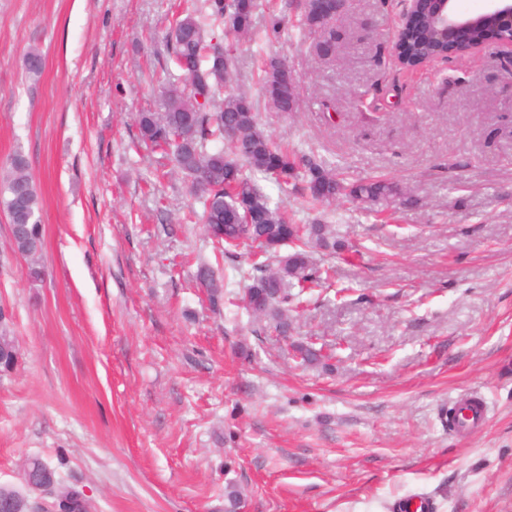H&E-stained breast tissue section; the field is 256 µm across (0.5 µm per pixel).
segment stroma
Masks as SVG:
<instances>
[{"label": "stroma", "instance_id": "stroma-1", "mask_svg": "<svg viewBox=\"0 0 512 512\" xmlns=\"http://www.w3.org/2000/svg\"><path fill=\"white\" fill-rule=\"evenodd\" d=\"M174 0H0V167L29 162L45 228L43 281L25 275L0 211V309L19 360L0 373V484L39 456L92 512H512V66L492 50L401 66L405 0H345L333 53L297 14L237 79L260 96L264 55L300 79L265 130L348 181L400 196L307 209L302 180L262 190L304 223L339 224L327 289L289 337L240 298L247 255L220 256L194 200L135 115L161 111ZM43 52L38 78L23 57ZM331 100L333 121L322 103ZM412 204H404L403 195ZM224 278L212 307L199 265ZM334 355L300 365L294 343ZM477 397L476 435L448 413Z\"/></svg>", "mask_w": 512, "mask_h": 512}]
</instances>
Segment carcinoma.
I'll list each match as a JSON object with an SVG mask.
<instances>
[{"instance_id":"obj_1","label":"carcinoma","mask_w":512,"mask_h":512,"mask_svg":"<svg viewBox=\"0 0 512 512\" xmlns=\"http://www.w3.org/2000/svg\"><path fill=\"white\" fill-rule=\"evenodd\" d=\"M258 0H191L169 20L166 44L169 60L179 76L159 87L162 112H139L136 123L142 141L165 152L173 170L184 176L188 190L200 210L184 217L188 224L224 226V237L213 240L223 257H237L241 246L252 247L251 266L256 275L244 297L247 310L267 322L277 334L290 335L291 305L301 293L322 286L330 268L314 261L318 251L336 254L344 250L345 240L334 225L315 219L297 224L279 206L272 204L259 187L256 175L277 183L302 177L306 203L311 210L330 205L345 193L354 200L375 204L400 195L398 186L386 179H370L344 184L336 167L308 157H298L277 144L262 127L260 105L275 112L296 109L297 84L277 80L282 59L264 60L262 100L240 91L235 85L234 42L247 40L258 46L280 32L290 12H300L305 30L316 34L336 20V0H281L280 14L257 25ZM429 15L402 32L394 41L396 57L409 66L444 55L446 47L435 41ZM489 22L467 29L458 37V52L487 39ZM0 209L10 219L12 246L27 261L29 277L40 281L45 276L41 265L44 229L38 213L39 192L24 156L10 159L0 175ZM267 235L277 242L286 237L291 251L280 255L275 246L253 245L256 237ZM207 289L212 307L224 300V281L208 266L197 271ZM295 357L302 365H318L325 355L313 343L294 344ZM18 358L17 348L7 327L0 328V368L11 369ZM21 470L43 473L57 479V470L39 457L26 459Z\"/></svg>"}]
</instances>
